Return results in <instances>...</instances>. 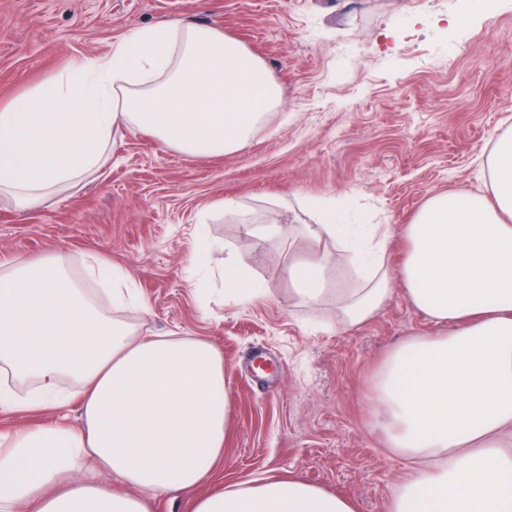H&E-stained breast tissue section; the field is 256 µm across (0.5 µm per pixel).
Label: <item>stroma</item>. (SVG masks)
I'll return each instance as SVG.
<instances>
[{
  "instance_id": "stroma-1",
  "label": "stroma",
  "mask_w": 512,
  "mask_h": 512,
  "mask_svg": "<svg viewBox=\"0 0 512 512\" xmlns=\"http://www.w3.org/2000/svg\"><path fill=\"white\" fill-rule=\"evenodd\" d=\"M176 20L260 57L280 110L219 158L117 134L106 165L52 202L21 214L0 199V263L56 250L76 272L85 252L111 258L148 304L124 320L223 351L231 418L213 486L295 473L387 512L409 468L372 429L370 379L389 349L437 324L395 280L386 306L344 332L335 303L314 311L291 293L283 268L300 237L240 224H306L302 199L341 197L397 232L429 195L487 193L489 142L512 129V0H0V103L132 28ZM228 197L238 214L214 208ZM202 246L213 275L201 286ZM229 253L249 261L259 298L225 297ZM255 351L268 369H247Z\"/></svg>"
}]
</instances>
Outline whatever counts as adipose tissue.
Instances as JSON below:
<instances>
[{
  "label": "adipose tissue",
  "mask_w": 512,
  "mask_h": 512,
  "mask_svg": "<svg viewBox=\"0 0 512 512\" xmlns=\"http://www.w3.org/2000/svg\"><path fill=\"white\" fill-rule=\"evenodd\" d=\"M282 102L265 63L211 26L132 28L108 55L0 104V194L17 211L49 202L106 164L113 134L134 131L198 157L242 149ZM489 194L430 196L403 225L395 264L389 225L353 219L341 198L309 197L312 250L285 276L295 299H335L344 330L388 302L391 275L441 332L394 346L373 376L374 427L412 463L388 512H512V131L486 159ZM329 239L335 249L319 250ZM367 271L364 287L332 286L331 269ZM144 306L111 260L87 253L82 281L49 253L0 265V370L29 397L0 391V412L35 414L0 430V512H151L172 491L187 512H356L352 499L302 478L206 486L224 459L231 411L224 356L203 338L144 336L104 312ZM80 388L71 424L62 382Z\"/></svg>",
  "instance_id": "obj_1"
}]
</instances>
